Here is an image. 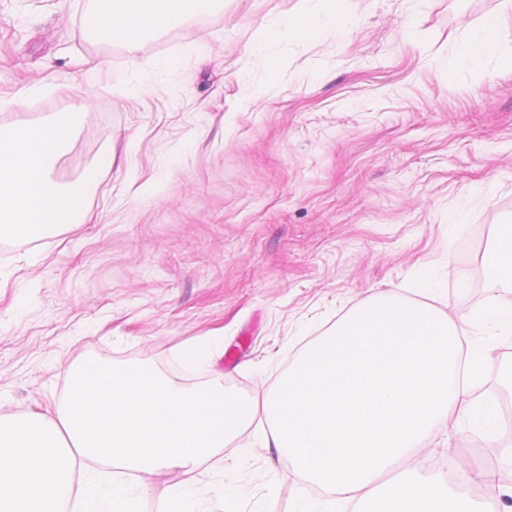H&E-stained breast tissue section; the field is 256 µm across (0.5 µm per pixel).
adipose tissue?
I'll return each mask as SVG.
<instances>
[{
    "mask_svg": "<svg viewBox=\"0 0 512 512\" xmlns=\"http://www.w3.org/2000/svg\"><path fill=\"white\" fill-rule=\"evenodd\" d=\"M214 0H104L88 20L86 32L96 41L118 43L136 51L139 35L164 32L207 11ZM347 0H299L296 12L282 23L262 25L254 32L253 55L257 65L275 74L276 60L269 47L281 37L313 42L322 28L346 31ZM499 17H485L481 32L459 52V64L477 67L497 58L500 66L511 67L512 55L499 48ZM88 102L75 103L70 110L53 113L47 120H20L0 126V235L18 231L40 240L66 226L87 223L83 189L97 184L115 163L112 150H102L81 174L80 189H67L53 175L56 162L68 150L79 118ZM482 266L488 274L490 295L471 311L482 321L499 312V290L512 288V232L495 236L486 248Z\"/></svg>",
    "mask_w": 512,
    "mask_h": 512,
    "instance_id": "1",
    "label": "adipose tissue"
}]
</instances>
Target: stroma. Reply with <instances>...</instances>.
<instances>
[{
    "instance_id": "obj_1",
    "label": "stroma",
    "mask_w": 512,
    "mask_h": 512,
    "mask_svg": "<svg viewBox=\"0 0 512 512\" xmlns=\"http://www.w3.org/2000/svg\"><path fill=\"white\" fill-rule=\"evenodd\" d=\"M299 0H217L135 52L81 39L97 0H0V126L86 98L57 177L74 181L107 146L90 223L0 237V415L44 414L70 368L145 364L179 385L263 400L301 349L373 296L429 304L482 342L472 399L512 401L506 326L484 304L481 260L512 225V68L460 67L461 45L500 0H348L345 33L278 40L275 77L252 63L257 26ZM146 94H139V87ZM220 338L197 372L183 347ZM255 418L213 468L233 512H351L295 475ZM505 437L455 420L419 452L430 472L501 462ZM179 470L130 475L160 512Z\"/></svg>"
}]
</instances>
